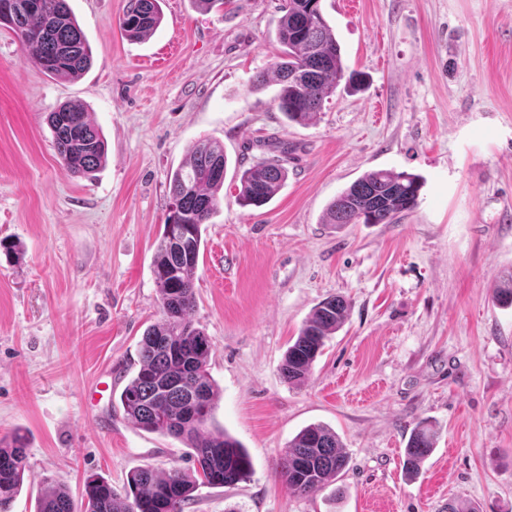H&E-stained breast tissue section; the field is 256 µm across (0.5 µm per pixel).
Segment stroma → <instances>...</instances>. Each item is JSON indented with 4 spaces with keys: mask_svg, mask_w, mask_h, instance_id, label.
Returning a JSON list of instances; mask_svg holds the SVG:
<instances>
[{
    "mask_svg": "<svg viewBox=\"0 0 512 512\" xmlns=\"http://www.w3.org/2000/svg\"><path fill=\"white\" fill-rule=\"evenodd\" d=\"M92 52L79 79L45 76L0 27V436L28 438L11 512H37L50 483L121 487L133 468H189L182 444L125 419L119 395L160 317L152 273L169 181L192 142L223 143L220 206L205 225L192 320L210 337L217 423L252 460L232 487H200L186 512H512V0H322L346 71L310 125L276 87H250L278 49L280 0H165L133 41L125 0H67ZM81 103L107 142L93 177L68 172L47 116ZM291 148L283 187L241 206V170ZM420 176L394 224L322 221L364 172ZM349 314L308 380L280 366L312 310ZM436 424L416 478L403 471L418 422ZM339 435L336 483L288 493L282 450L304 427Z\"/></svg>",
    "mask_w": 512,
    "mask_h": 512,
    "instance_id": "35a3bbf8",
    "label": "stroma"
}]
</instances>
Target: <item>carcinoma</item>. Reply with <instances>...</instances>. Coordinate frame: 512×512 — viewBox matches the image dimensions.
I'll use <instances>...</instances> for the list:
<instances>
[{"instance_id":"obj_1","label":"carcinoma","mask_w":512,"mask_h":512,"mask_svg":"<svg viewBox=\"0 0 512 512\" xmlns=\"http://www.w3.org/2000/svg\"><path fill=\"white\" fill-rule=\"evenodd\" d=\"M162 0H126L121 22L125 35L146 40L163 20ZM277 20L280 53L257 72L251 88L279 86L278 108L289 121L307 125L317 119L322 103L342 79L360 84L358 74H345L341 47L326 21L321 0H282ZM0 25L13 31L26 59L53 79H76L91 65L89 43L66 0H0ZM61 164L71 173L93 175L106 160L101 130L83 106L66 102L47 117ZM288 148L260 159L240 176L239 201L261 207L282 187ZM224 146L209 138L197 140L186 160L172 174L170 210L159 239L152 272L157 286L160 319L140 341L139 369L120 394L126 418L149 433L179 441L193 468L152 465L130 471L123 486L91 474L83 485L81 506L70 491L48 486L38 498V512H184L201 486L231 487L252 468L244 446L214 419L220 389L209 372L212 342L191 319L196 297L194 279L202 243L224 186ZM419 177L388 169L371 170L340 192L325 210L324 223L393 224L399 214L417 206ZM496 299L512 305V271L496 287ZM347 302L330 296L320 302L288 345L281 365L283 379L301 385L323 352L325 340L347 317ZM437 431L427 422L416 425L407 441L403 467L408 477L435 447ZM348 464L343 444L332 428L312 424L299 431L283 451L282 476L288 491L304 495L338 479ZM28 467L27 437L20 431L0 438V512H10Z\"/></svg>"}]
</instances>
